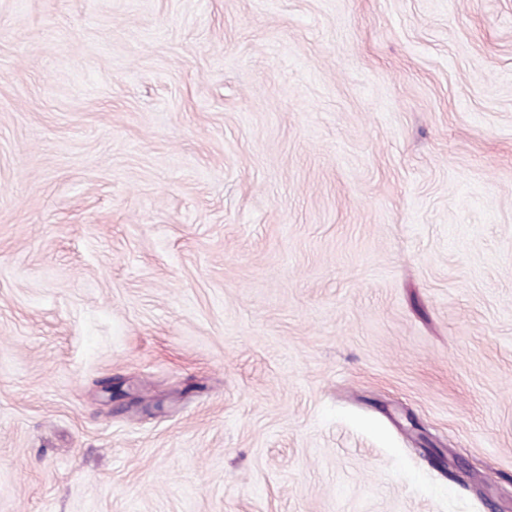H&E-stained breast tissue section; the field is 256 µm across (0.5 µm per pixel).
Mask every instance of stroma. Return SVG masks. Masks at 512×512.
<instances>
[{
	"mask_svg": "<svg viewBox=\"0 0 512 512\" xmlns=\"http://www.w3.org/2000/svg\"><path fill=\"white\" fill-rule=\"evenodd\" d=\"M0 512H512V0H0Z\"/></svg>",
	"mask_w": 512,
	"mask_h": 512,
	"instance_id": "stroma-1",
	"label": "stroma"
}]
</instances>
